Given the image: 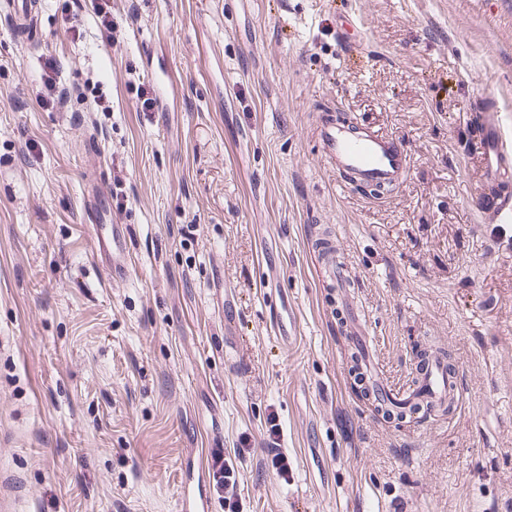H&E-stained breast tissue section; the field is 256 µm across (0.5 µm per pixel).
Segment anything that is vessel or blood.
I'll return each mask as SVG.
<instances>
[{"mask_svg": "<svg viewBox=\"0 0 512 512\" xmlns=\"http://www.w3.org/2000/svg\"><path fill=\"white\" fill-rule=\"evenodd\" d=\"M6 7L19 41L27 48L37 47L41 41L40 0H7ZM495 109L494 101L487 99L471 114L477 137L476 150L485 175L477 205L485 223L506 230L512 228V192L507 189L512 183V142L505 138ZM315 134L322 146L324 161L335 171L341 189L394 186L404 181L410 170L411 158L399 139L355 119L321 121ZM84 210L95 233L111 227L113 249H125V237L112 213L111 197H93L86 201ZM375 388L384 398L405 400L434 410L458 408L461 398L458 377L449 373L448 360L439 352L430 354L417 369L408 391L397 393L380 382ZM178 512H213V501L206 486L182 480Z\"/></svg>", "mask_w": 512, "mask_h": 512, "instance_id": "1", "label": "vessel or blood"}]
</instances>
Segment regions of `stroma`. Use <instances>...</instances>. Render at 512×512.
<instances>
[{"instance_id": "obj_1", "label": "stroma", "mask_w": 512, "mask_h": 512, "mask_svg": "<svg viewBox=\"0 0 512 512\" xmlns=\"http://www.w3.org/2000/svg\"><path fill=\"white\" fill-rule=\"evenodd\" d=\"M95 2L44 0L34 52L0 11V512H176L206 448L237 467L239 512H512V242L480 221L469 148L484 96L512 139V0H112L114 44ZM51 77L98 82L111 111L53 107ZM137 77L166 111L137 106ZM328 112L400 137L394 192L337 187ZM116 175L107 265L83 191ZM327 228L342 292L309 248ZM429 347L457 411L386 422L350 352L400 392Z\"/></svg>"}]
</instances>
